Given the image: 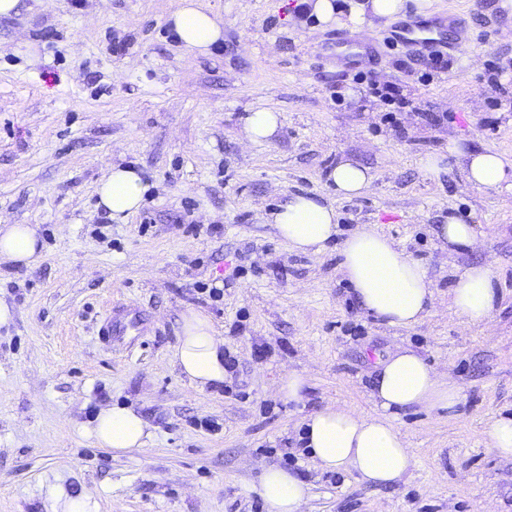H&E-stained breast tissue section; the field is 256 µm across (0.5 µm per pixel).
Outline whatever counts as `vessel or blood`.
Listing matches in <instances>:
<instances>
[{
	"mask_svg": "<svg viewBox=\"0 0 512 512\" xmlns=\"http://www.w3.org/2000/svg\"><path fill=\"white\" fill-rule=\"evenodd\" d=\"M468 28L463 18L455 12H447L429 20L407 17L390 31L393 43L405 48L412 56H420L433 50L461 52L468 40ZM324 50L337 61L350 66L358 65L363 59L376 55V44L344 33L336 40L325 43Z\"/></svg>",
	"mask_w": 512,
	"mask_h": 512,
	"instance_id": "obj_1",
	"label": "vessel or blood"
}]
</instances>
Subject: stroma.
<instances>
[{"mask_svg":"<svg viewBox=\"0 0 512 512\" xmlns=\"http://www.w3.org/2000/svg\"><path fill=\"white\" fill-rule=\"evenodd\" d=\"M179 0H20L0 18V225L36 224L43 260L0 265V512H55L49 493L91 491L97 512H267L261 468L299 472L306 512H512V457L488 448L491 421L512 415V191L465 185L461 154L512 158V82L484 78L512 63L506 0H429L428 16L462 15L468 41L451 69L422 83L398 67L389 21L369 68L402 84L417 111L391 110L321 46L342 24L289 21L298 0H200L220 23V51L187 49L167 22ZM125 49L116 54L115 42ZM351 97L336 102V84ZM279 112L277 135L242 142L241 117ZM441 157L426 176L419 161ZM368 167L362 195L337 196L328 170ZM115 164L147 191L126 219L96 187ZM293 194L333 203L342 234L390 237L429 271L433 313L391 327L367 313L339 269L337 247L292 250L264 216ZM493 227L480 249L448 253L449 215ZM492 266L500 301L490 325H464L448 292L456 268ZM224 284L214 300L199 286ZM137 310L123 341L102 343L105 318ZM209 315L233 368L217 393L192 389L168 362L181 316ZM418 352L460 388L453 411H406L396 424L415 463L390 486L317 469L302 421L329 405L371 412L376 363ZM305 374L303 399L276 388ZM131 406L152 437L134 455L78 431L100 404Z\"/></svg>","mask_w":512,"mask_h":512,"instance_id":"obj_1","label":"stroma"}]
</instances>
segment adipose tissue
I'll list each match as a JSON object with an SVG mask.
<instances>
[{
	"mask_svg": "<svg viewBox=\"0 0 512 512\" xmlns=\"http://www.w3.org/2000/svg\"><path fill=\"white\" fill-rule=\"evenodd\" d=\"M308 6L323 25L345 19L358 26L371 17L393 19L404 14L406 0H351L344 11L338 10L333 0H309ZM169 21L180 41L201 53L224 37L199 0H180ZM464 173L467 184L476 191H512V159L500 153L466 154ZM327 180L337 195L351 198L370 186L373 175L368 168L344 158L329 170ZM144 192L139 170L116 165L98 185V204L113 219L121 220L141 207ZM269 221L280 238L303 253L327 251L339 234L335 208L319 195H293L270 214ZM42 249L38 225H0V263L29 266L39 261ZM339 267L360 304L387 325L414 326L433 307L427 269L378 231L362 228L349 234L340 250ZM450 302L463 322L488 323L499 302L490 267L470 266L457 272ZM169 361L201 392L219 391L229 374L223 337L209 316L194 310L182 316ZM372 396L378 413L327 406L305 420L303 438L322 471H352L365 482L389 485L400 480L414 463V452L395 424L398 414L453 409L460 401V390L418 353L400 349L380 360ZM80 431L95 445L129 453L144 448L152 435L150 425L135 409L112 405L100 407ZM257 492L268 512H304L310 486L295 472L267 466L260 474Z\"/></svg>",
	"mask_w": 512,
	"mask_h": 512,
	"instance_id": "obj_1",
	"label": "adipose tissue"
}]
</instances>
